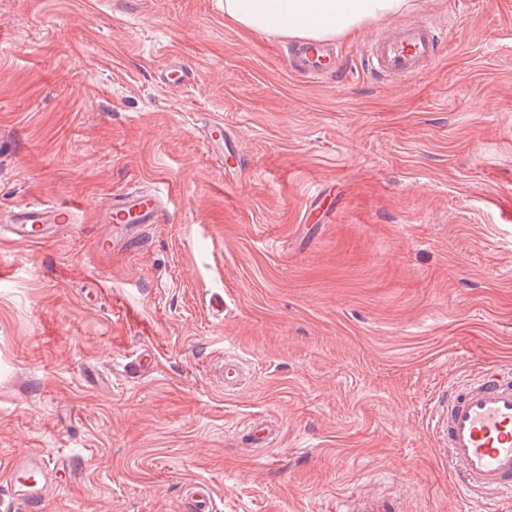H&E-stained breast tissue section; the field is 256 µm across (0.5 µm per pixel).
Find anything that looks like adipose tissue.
<instances>
[{
  "mask_svg": "<svg viewBox=\"0 0 512 512\" xmlns=\"http://www.w3.org/2000/svg\"><path fill=\"white\" fill-rule=\"evenodd\" d=\"M411 5V0H224V15L251 30L333 39L394 18Z\"/></svg>",
  "mask_w": 512,
  "mask_h": 512,
  "instance_id": "1",
  "label": "adipose tissue"
}]
</instances>
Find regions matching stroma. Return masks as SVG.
I'll return each instance as SVG.
<instances>
[{
	"label": "stroma",
	"mask_w": 512,
	"mask_h": 512,
	"mask_svg": "<svg viewBox=\"0 0 512 512\" xmlns=\"http://www.w3.org/2000/svg\"><path fill=\"white\" fill-rule=\"evenodd\" d=\"M406 15L448 25L426 74L366 71L351 46L378 21L312 85L293 39L224 0H0V213L81 207L68 233L0 241V471L66 457L44 512H186L196 481L219 512H332L365 488L471 512L432 418L450 379L512 369V0ZM174 56L176 89L157 78ZM131 187L165 218L99 256L101 208ZM258 419L278 429L261 454Z\"/></svg>",
	"instance_id": "35a3bbf8"
}]
</instances>
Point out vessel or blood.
I'll use <instances>...</instances> for the list:
<instances>
[{
    "mask_svg": "<svg viewBox=\"0 0 512 512\" xmlns=\"http://www.w3.org/2000/svg\"><path fill=\"white\" fill-rule=\"evenodd\" d=\"M446 30L421 16L387 26L361 46L367 71L377 79L409 81L422 76L439 58ZM346 48L308 41L291 48L290 68L312 81L342 73ZM165 212L162 197L151 190H128L113 195L103 210L104 230L93 242L103 257L129 247L143 237L145 227L159 223ZM76 207L33 202L9 211L0 225V238L16 243L45 239L50 228L71 227ZM434 432L448 453V467L460 494L472 503H486L501 495L512 499V371L494 365L448 384V396L435 414ZM65 460L47 458L29 450L15 457L0 474L10 488L0 512H42L46 499L58 487ZM188 512H213L209 484L189 489ZM343 512H400L396 498L364 492L350 500Z\"/></svg>",
    "mask_w": 512,
    "mask_h": 512,
    "instance_id": "obj_1",
    "label": "vessel or blood"
}]
</instances>
